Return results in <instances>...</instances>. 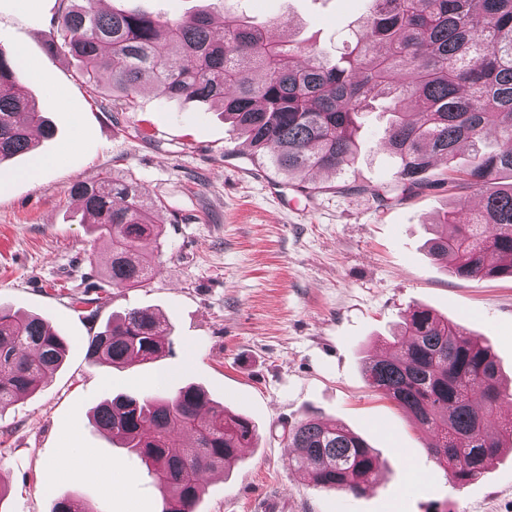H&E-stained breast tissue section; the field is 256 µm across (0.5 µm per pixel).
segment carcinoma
Listing matches in <instances>:
<instances>
[{
  "instance_id": "carcinoma-1",
  "label": "carcinoma",
  "mask_w": 512,
  "mask_h": 512,
  "mask_svg": "<svg viewBox=\"0 0 512 512\" xmlns=\"http://www.w3.org/2000/svg\"><path fill=\"white\" fill-rule=\"evenodd\" d=\"M206 11L168 17L105 11L99 0H71L47 45L81 64L86 83L107 87L125 104L145 87L168 99L218 103L251 155L288 178L316 171L342 176L358 155L363 114L386 104L382 143L397 159L393 190L410 192L438 157L467 145L468 167L452 188L474 190L481 207L465 224L455 203L435 225L429 251L464 279L512 278V0H367L349 52L331 63L317 47L288 35L273 41L263 26L224 13V36ZM53 128L29 98L23 69L0 46V164L34 149ZM98 238L112 252V286L133 288L160 262L145 256L158 236L151 206L131 181L109 176L72 188ZM168 323L133 308L88 340L95 363L129 366L164 350ZM395 353L366 362L368 386L425 427L430 450L450 481L479 479L512 441L498 409L501 389L491 348L432 310L413 306L392 335ZM66 345L49 321L0 308V415L33 393L63 364ZM193 386L172 397L122 394L95 408L96 425L128 449L167 491L165 512H195L202 477L231 467L255 437L252 423L209 407ZM290 460L321 488L363 493L378 459L349 429L310 415L288 429Z\"/></svg>"
}]
</instances>
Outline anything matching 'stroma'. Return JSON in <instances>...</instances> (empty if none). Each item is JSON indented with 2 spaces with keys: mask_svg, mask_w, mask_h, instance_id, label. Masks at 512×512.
<instances>
[{
  "mask_svg": "<svg viewBox=\"0 0 512 512\" xmlns=\"http://www.w3.org/2000/svg\"><path fill=\"white\" fill-rule=\"evenodd\" d=\"M176 16L205 9L223 27L220 0H121ZM64 0H0V47L15 54L32 97L54 123L35 155L0 164V306L46 316L68 345L64 365L0 415V512H52L77 497L93 512H162L165 494L127 449L93 425L117 394L195 384L211 402L250 418L253 447L203 478L196 512H512V452L458 488L428 448L430 436L369 389L363 363L389 353L391 332L424 305L486 341L512 382V278L455 277L426 248L453 200L448 166L399 195L395 157L379 146L382 110L368 113L347 175L319 174L320 189L277 176L252 159L219 106L142 91L125 106L89 87L80 64L49 53L46 36ZM365 0H243L241 12L275 38L296 30L329 60L343 53ZM290 19L291 28L280 25ZM51 166L35 168V157ZM133 180L161 225L142 250L161 271L116 288L109 250L96 242L71 192L76 181ZM146 308L172 330L153 361L118 368L88 359L86 342L116 315ZM315 414L362 436L380 461L364 494L327 490L292 466L284 429ZM113 461L111 486L84 473L83 449ZM63 464L73 477L54 482Z\"/></svg>",
  "mask_w": 512,
  "mask_h": 512,
  "instance_id": "1",
  "label": "stroma"
}]
</instances>
